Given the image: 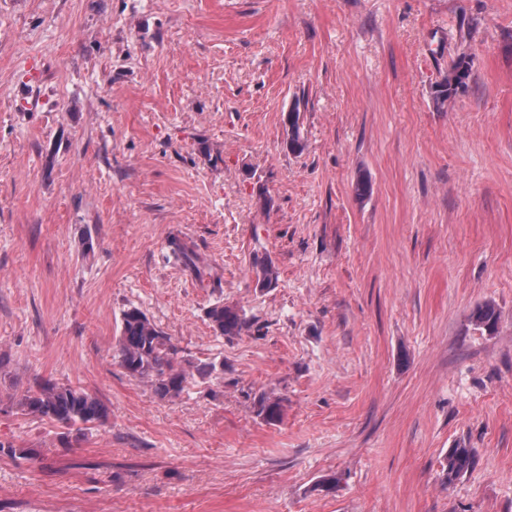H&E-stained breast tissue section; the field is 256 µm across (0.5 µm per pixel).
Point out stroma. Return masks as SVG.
<instances>
[{
    "label": "stroma",
    "mask_w": 512,
    "mask_h": 512,
    "mask_svg": "<svg viewBox=\"0 0 512 512\" xmlns=\"http://www.w3.org/2000/svg\"><path fill=\"white\" fill-rule=\"evenodd\" d=\"M131 308L223 375L157 398ZM0 442V512H512V0H0ZM215 332L220 336H235L247 326V321L240 310L235 307L217 303L206 311ZM25 414L50 419L68 430L82 431L106 417L105 406L88 393L53 380H42L16 403ZM473 462V453L470 448H452L448 454L444 467L446 483L451 484L462 473L469 470Z\"/></svg>",
    "instance_id": "stroma-1"
}]
</instances>
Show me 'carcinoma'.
I'll return each instance as SVG.
<instances>
[{"instance_id": "obj_1", "label": "carcinoma", "mask_w": 512, "mask_h": 512, "mask_svg": "<svg viewBox=\"0 0 512 512\" xmlns=\"http://www.w3.org/2000/svg\"><path fill=\"white\" fill-rule=\"evenodd\" d=\"M466 84L444 78L437 83L435 104L443 109ZM257 287L267 289L277 282V272L272 263L255 266ZM215 332L220 336H235L247 326V321L235 307L217 303L206 311ZM474 324L492 330L497 324V314L492 304L486 303L473 314ZM179 349L146 314L134 308L124 312L117 358L120 366L130 375L146 379L154 393L161 399L176 398L186 389L188 374L178 361ZM16 408L28 415L50 419L68 430L81 431L87 425L104 420L107 410L95 397L70 385L53 380H42L36 389L24 392ZM259 415L268 423L282 417L280 402L263 398ZM473 462L472 450L465 447L450 450L444 467L446 483L450 484L469 470Z\"/></svg>"}]
</instances>
